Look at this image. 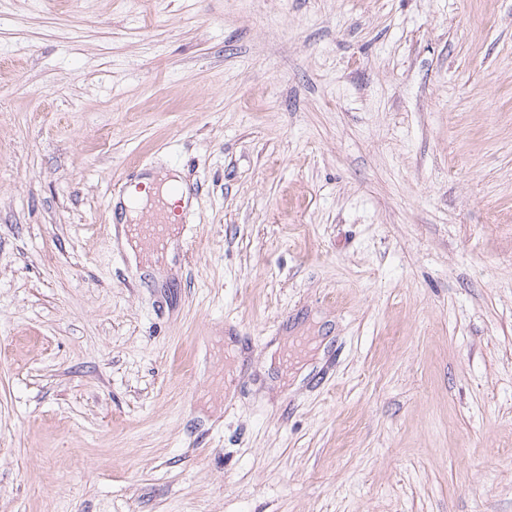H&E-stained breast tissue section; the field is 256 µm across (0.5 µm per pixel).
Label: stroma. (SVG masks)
I'll return each instance as SVG.
<instances>
[{"label": "stroma", "mask_w": 512, "mask_h": 512, "mask_svg": "<svg viewBox=\"0 0 512 512\" xmlns=\"http://www.w3.org/2000/svg\"><path fill=\"white\" fill-rule=\"evenodd\" d=\"M0 512H512V0H0ZM154 203L156 205L153 211L141 217L136 224H129L128 230L140 239L147 250L160 253L166 248L172 224L175 222L178 224L185 223L182 217L184 212L183 199L176 201L173 214L178 218L174 221L170 218L171 214H169L167 202L159 197L157 202L154 201ZM121 221V226L119 229V245L127 255L132 266L136 267L137 265H142L144 270L142 272H152V267L145 262V251L144 248L139 245V242L136 239L131 240L126 232L123 224H126L127 214L125 213Z\"/></svg>", "instance_id": "35a3bbf8"}]
</instances>
